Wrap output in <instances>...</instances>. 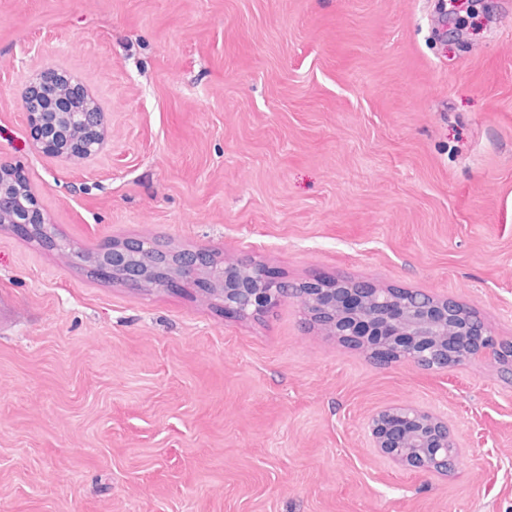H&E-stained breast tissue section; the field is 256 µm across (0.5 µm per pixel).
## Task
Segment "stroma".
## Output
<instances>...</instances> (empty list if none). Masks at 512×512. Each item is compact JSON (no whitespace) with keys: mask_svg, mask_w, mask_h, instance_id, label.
<instances>
[{"mask_svg":"<svg viewBox=\"0 0 512 512\" xmlns=\"http://www.w3.org/2000/svg\"><path fill=\"white\" fill-rule=\"evenodd\" d=\"M476 0H0V161L74 250L151 238L291 284L446 296L512 342V13ZM71 74L97 157L37 153L21 94ZM447 414L445 476L370 448ZM0 512H512V373L377 365L296 299L249 318L140 292L0 227Z\"/></svg>","mask_w":512,"mask_h":512,"instance_id":"1","label":"stroma"}]
</instances>
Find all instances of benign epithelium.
<instances>
[{
	"mask_svg": "<svg viewBox=\"0 0 512 512\" xmlns=\"http://www.w3.org/2000/svg\"><path fill=\"white\" fill-rule=\"evenodd\" d=\"M59 72L44 68L32 75L22 93L35 151L64 155L74 161L97 156L106 141L105 113L98 103ZM0 224H8L31 241L62 253L69 244L57 237L30 185L14 168L0 164ZM161 251L164 260L132 264L128 255ZM205 249H161L146 238H128L104 245L90 271L139 290L147 280L154 288L197 289L220 299L224 311L238 316L267 313L285 299L289 284L271 277L250 259H226L209 265ZM301 309L309 320L343 341L368 346L383 365L409 360L422 368L468 364L485 359L512 366L491 328L470 319L448 298L375 288L357 279L334 284L309 283ZM370 447L401 469L448 474V449L461 452L448 418L427 408L391 405L374 411L367 421Z\"/></svg>",
	"mask_w": 512,
	"mask_h": 512,
	"instance_id": "7a95c632",
	"label": "benign epithelium"
}]
</instances>
